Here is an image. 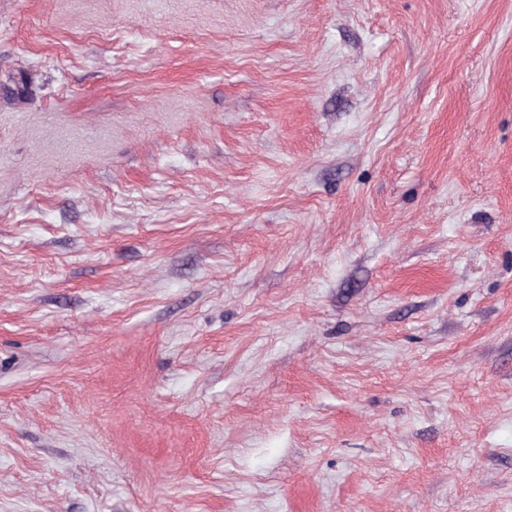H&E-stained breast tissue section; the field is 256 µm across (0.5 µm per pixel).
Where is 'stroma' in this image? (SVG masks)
Masks as SVG:
<instances>
[{"label": "stroma", "instance_id": "1", "mask_svg": "<svg viewBox=\"0 0 512 512\" xmlns=\"http://www.w3.org/2000/svg\"><path fill=\"white\" fill-rule=\"evenodd\" d=\"M0 512H512V0H0ZM34 83L29 73L20 72L0 83V99L7 103L26 102L32 95Z\"/></svg>", "mask_w": 512, "mask_h": 512}]
</instances>
